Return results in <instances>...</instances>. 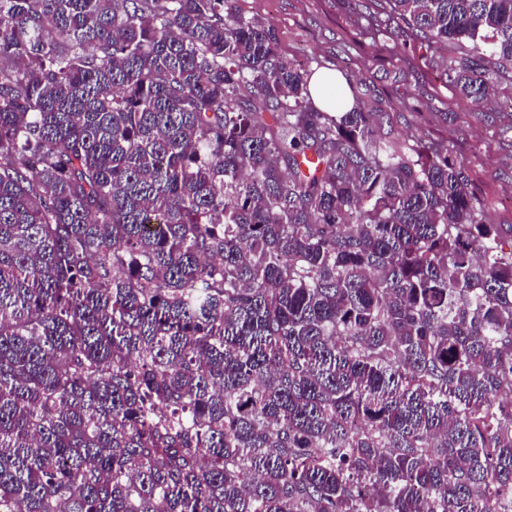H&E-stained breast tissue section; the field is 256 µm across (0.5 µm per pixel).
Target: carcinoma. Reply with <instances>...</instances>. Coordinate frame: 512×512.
<instances>
[{"mask_svg":"<svg viewBox=\"0 0 512 512\" xmlns=\"http://www.w3.org/2000/svg\"><path fill=\"white\" fill-rule=\"evenodd\" d=\"M386 4L512 81V0ZM311 76L234 0H0V512H512V225Z\"/></svg>","mask_w":512,"mask_h":512,"instance_id":"carcinoma-1","label":"carcinoma"}]
</instances>
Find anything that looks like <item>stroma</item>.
Returning <instances> with one entry per match:
<instances>
[{"label": "stroma", "mask_w": 512, "mask_h": 512, "mask_svg": "<svg viewBox=\"0 0 512 512\" xmlns=\"http://www.w3.org/2000/svg\"><path fill=\"white\" fill-rule=\"evenodd\" d=\"M239 11L270 23L282 49L312 72L346 79L352 101L389 113L395 138L444 144L468 170L470 189L492 223L512 225V83L497 85L491 103L457 99L437 75L432 53L414 45L372 40L365 14L383 16L382 0L354 12L344 0H235Z\"/></svg>", "instance_id": "1"}]
</instances>
